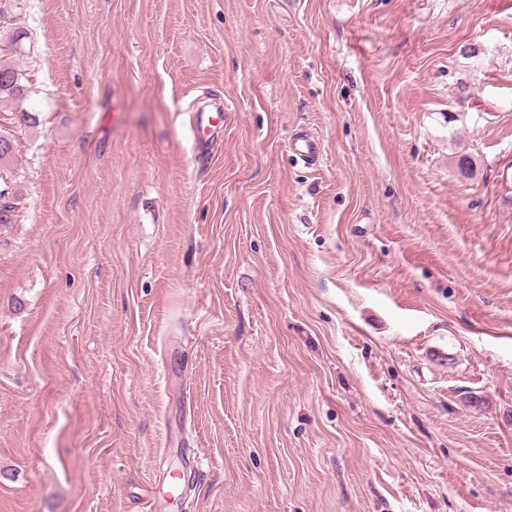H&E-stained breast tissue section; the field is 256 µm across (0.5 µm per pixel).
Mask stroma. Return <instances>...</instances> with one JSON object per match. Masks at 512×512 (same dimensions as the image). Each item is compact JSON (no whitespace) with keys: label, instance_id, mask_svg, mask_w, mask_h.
Segmentation results:
<instances>
[{"label":"stroma","instance_id":"stroma-1","mask_svg":"<svg viewBox=\"0 0 512 512\" xmlns=\"http://www.w3.org/2000/svg\"><path fill=\"white\" fill-rule=\"evenodd\" d=\"M17 28L0 512H512V0H0V59ZM212 112H224V103L212 105L211 108L202 107L192 115L190 130L196 142L195 159L197 161L204 160L202 153L208 150L209 141L214 135L216 125L213 124ZM288 149L311 166L320 165L324 158V145L321 138L310 133L305 132L291 137L288 141Z\"/></svg>","mask_w":512,"mask_h":512}]
</instances>
